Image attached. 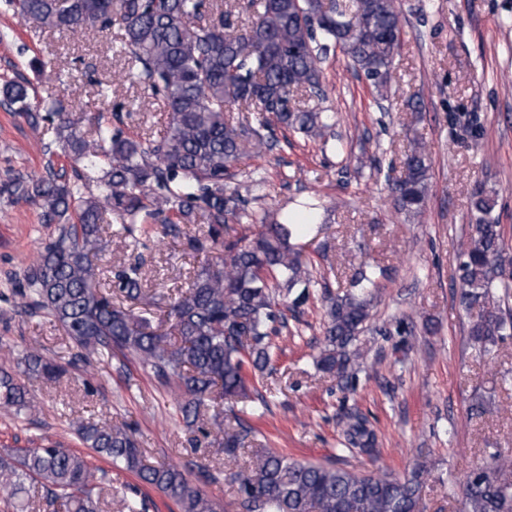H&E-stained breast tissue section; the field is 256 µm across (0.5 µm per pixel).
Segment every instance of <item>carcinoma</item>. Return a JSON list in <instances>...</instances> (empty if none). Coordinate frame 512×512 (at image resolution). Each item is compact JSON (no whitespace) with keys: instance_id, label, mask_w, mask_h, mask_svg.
Segmentation results:
<instances>
[{"instance_id":"obj_1","label":"carcinoma","mask_w":512,"mask_h":512,"mask_svg":"<svg viewBox=\"0 0 512 512\" xmlns=\"http://www.w3.org/2000/svg\"><path fill=\"white\" fill-rule=\"evenodd\" d=\"M21 18L41 31L73 36L96 25L117 29L129 56V80L145 85L169 114L167 130L150 145L94 117L88 139L69 117L64 101L53 102L57 133L75 181L49 173L18 177L0 187L16 199L38 203L48 224L59 223L58 238L47 244L26 271L19 289L25 306L45 311L78 349L77 357L119 353L131 356L164 386L175 388V406L184 425L235 456L254 432L224 428L220 415L200 425L201 408L217 395H247L248 384L272 369L273 337L290 332L280 309L283 298L306 303L319 285L290 245L288 217L261 225L251 238H224V225L252 219L246 201L228 186L232 169L251 151L275 146L271 125L308 138L342 140L336 116L320 107L326 98L321 56L340 47L369 82L376 100L388 97L390 68L400 45L401 13L396 0H246L250 21L228 32L224 0H7ZM0 100L15 112L31 113L29 86L7 81ZM251 106L267 114L257 127L231 122L230 109ZM431 161L425 145L412 140L402 158V175L391 183L396 209L421 216L428 195ZM497 192L480 185L470 197L475 223L458 264L459 303L470 315L468 340L483 357L512 336V258L493 216ZM131 236L151 221L173 229L205 224L208 238H192L195 251L211 257L186 292L169 303L171 333H162L136 315L126 302L148 308L155 295L142 287L141 268L115 273V294L106 291L92 261L100 250L103 208ZM76 224H64L70 213ZM385 275L363 264L352 291L328 297L319 371L339 381L367 368V354L354 347L371 317L374 291ZM18 371L0 369V406L16 415L34 408L20 376L53 379L58 365L37 351L17 357ZM340 455L326 464L290 457L271 448L252 451L250 469L237 475L243 512H419L426 469L417 466L399 478L387 473L358 474L342 462L354 450L377 453V433L355 408L338 418ZM86 448L112 468L135 474L173 500L179 512H218L219 505L179 469L145 463L135 431L128 426L84 424ZM61 502L65 512H98L94 470L86 456L56 443L16 448L0 458V488L16 512H28L30 489ZM464 512H512V452H488L459 484Z\"/></svg>"}]
</instances>
